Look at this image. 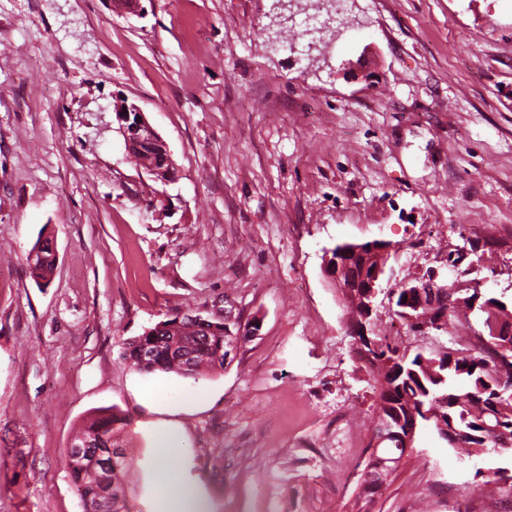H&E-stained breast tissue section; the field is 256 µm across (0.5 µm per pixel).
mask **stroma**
<instances>
[{
  "mask_svg": "<svg viewBox=\"0 0 512 512\" xmlns=\"http://www.w3.org/2000/svg\"><path fill=\"white\" fill-rule=\"evenodd\" d=\"M140 7L0 0V512H84L65 451L102 410L127 421L130 512H155L169 427L212 512H512L481 480L512 450L427 426L360 505L379 385L322 272L325 248L380 239L392 282L433 267L512 297V0H347L339 25L329 0L288 21L276 0ZM119 98L173 182L134 165ZM190 308L259 330L195 378L127 366V339ZM119 131L123 135L129 152L137 148L153 157L144 170L163 183L174 180L175 163L165 141L147 121L142 109L134 102L119 99L113 105ZM126 107V112H123ZM51 239L38 240L31 250V274L39 284H48L55 268L56 254Z\"/></svg>",
  "mask_w": 512,
  "mask_h": 512,
  "instance_id": "stroma-1",
  "label": "stroma"
}]
</instances>
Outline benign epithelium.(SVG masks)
Listing matches in <instances>:
<instances>
[{
	"label": "benign epithelium",
	"mask_w": 512,
	"mask_h": 512,
	"mask_svg": "<svg viewBox=\"0 0 512 512\" xmlns=\"http://www.w3.org/2000/svg\"><path fill=\"white\" fill-rule=\"evenodd\" d=\"M113 111L128 149L149 150L152 163L145 171L155 179L166 183L174 180L175 163L165 141L147 121L142 109L134 102L119 99ZM392 243L384 240H372L362 243L344 242L324 251L322 270L324 275L336 286L343 301L354 308L349 333L354 339L355 351L364 356L371 355L375 344L369 337V320L375 299L382 289L380 283L386 273L387 262L392 251ZM438 272L432 270L427 275L399 283L404 292L402 307L407 309L403 316L415 323L424 318V312L437 305ZM188 319L206 329L216 328L225 323L224 313H213L207 317L182 313L177 320ZM491 335L504 337L499 342L500 351H512V319L504 326L502 321H489ZM436 422L439 440L445 444H455L460 430L454 422L435 419L434 412L424 407L412 411L407 418L386 419L375 433L372 446L374 450L367 468L364 484L379 483L397 463L382 444L390 441L403 453L412 450L417 429L424 422Z\"/></svg>",
	"instance_id": "benign-epithelium-1"
}]
</instances>
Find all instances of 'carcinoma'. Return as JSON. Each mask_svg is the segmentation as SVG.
Wrapping results in <instances>:
<instances>
[{
	"label": "carcinoma",
	"instance_id": "1",
	"mask_svg": "<svg viewBox=\"0 0 512 512\" xmlns=\"http://www.w3.org/2000/svg\"><path fill=\"white\" fill-rule=\"evenodd\" d=\"M31 274L40 284H48L55 268L56 254L51 239L37 241L31 250ZM381 344L377 363L371 364L377 372L379 383L376 401V418L393 415L406 416L418 406L435 403L442 413L451 416L462 431L455 448L472 456L479 453V446L495 447L485 441L491 436L486 425L500 426L497 438L512 442V394L505 393L500 399L490 400L485 392L486 379L496 375L512 380V360L501 358L499 344L493 336H482L477 345L454 349L457 357L446 354L450 368L432 366L431 356L420 352L407 354L408 348L398 346L379 336ZM231 330L206 331L183 321L178 325L165 319L144 330L125 343L123 359L139 372L156 370L195 377L201 369L224 368L227 356L232 351ZM148 345L154 352V362L145 366L138 361L142 346ZM188 350L192 354L191 367L177 355V350ZM126 420L114 413L92 416L80 432L82 437H91L99 442L93 450L80 457L66 459L72 480L81 492V497L90 501L106 496L112 497V512H129L125 490L120 479L123 470V453L116 447L117 438L123 431ZM115 457L112 474H107L105 463Z\"/></svg>",
	"mask_w": 512,
	"mask_h": 512
}]
</instances>
